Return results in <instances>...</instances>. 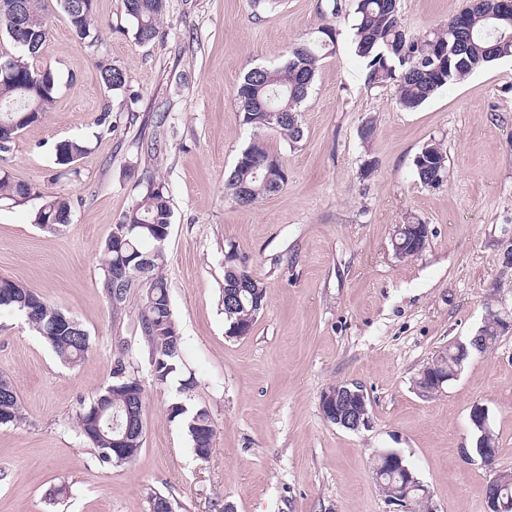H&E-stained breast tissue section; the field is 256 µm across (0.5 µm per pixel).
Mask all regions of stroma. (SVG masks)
Instances as JSON below:
<instances>
[{"label":"stroma","mask_w":512,"mask_h":512,"mask_svg":"<svg viewBox=\"0 0 512 512\" xmlns=\"http://www.w3.org/2000/svg\"><path fill=\"white\" fill-rule=\"evenodd\" d=\"M94 4L99 40L87 48L48 0L38 63L55 73L57 100L0 156V168L37 192L22 206L0 203V277L35 288L90 336L85 358L68 366L20 314L0 309V376L24 414L0 427V512H150L155 494L175 512H393L374 473L385 448L414 468L434 512H485L495 470L512 471V331L443 392L422 394L415 381L448 344L473 335L487 303L512 310V268L502 264L512 248V59L408 111L394 87H367L353 16L331 15L327 0H166L150 45L135 40L122 0ZM467 4L397 0L415 36ZM324 24L335 43L300 107L302 140L242 126L235 90L244 75L282 64L289 46L312 41ZM104 58L126 70L124 90L102 85ZM74 137L89 151L63 177L53 147ZM256 139L288 182L242 208L225 183ZM431 142L448 155L435 187L414 167ZM151 176L173 211L163 274L183 341L181 369L162 384L138 301L113 312L103 287V245ZM51 193L71 203L69 224L56 231L32 221ZM415 218L429 238L419 254L398 257L394 228ZM231 253L265 287L244 337L228 335L222 305ZM120 357L144 388L145 430L132 462L107 466L77 416L112 383ZM340 383L367 394L368 427L349 431L324 417L321 395ZM175 402L209 410L208 460L194 454L183 418H171ZM476 404L488 408L497 441L491 469L465 453Z\"/></svg>","instance_id":"35a3bbf8"}]
</instances>
